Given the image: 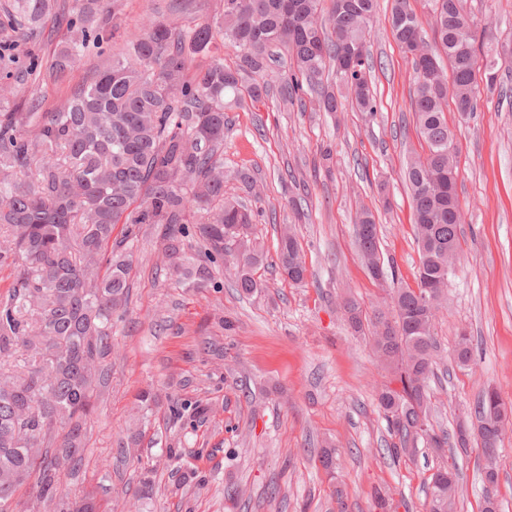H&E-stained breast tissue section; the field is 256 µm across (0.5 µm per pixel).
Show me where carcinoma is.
<instances>
[{
  "label": "carcinoma",
  "mask_w": 512,
  "mask_h": 512,
  "mask_svg": "<svg viewBox=\"0 0 512 512\" xmlns=\"http://www.w3.org/2000/svg\"><path fill=\"white\" fill-rule=\"evenodd\" d=\"M220 0V10L192 27L172 14L153 17L136 32L121 30L125 0H10L0 11V264L19 267L0 298V512H20L16 493L35 479L37 494H62L59 473L82 461L85 419L109 373L112 330L126 313L131 244L140 226L154 224L165 266L192 288H220L214 270L234 272L245 295L264 251L249 235L254 212L224 194V182L255 188L245 169L224 170V112L258 101L277 88L285 105L340 112L378 111L368 51L376 0ZM431 38L407 0H394L393 36L411 58V111L427 146L404 171L414 211L419 265L416 287L392 289L390 302L368 314L352 299L344 314L397 386L377 394L391 437L393 461L410 460L423 443L437 458L480 443L484 460H499L512 430V403L489 388L475 420L453 434L432 423L429 382L435 376L433 321L458 259L461 209L455 192L457 144L448 104L464 117L501 84L498 62L512 59V38L481 51L466 22L463 0H433ZM66 22L64 40L44 61H20L18 42L42 40L48 17ZM121 53L92 81L46 107L40 96L16 102L18 85L56 80L78 66L88 49L102 53L117 40ZM283 49L288 72L272 67ZM352 48L365 55L350 63ZM235 54L224 64V50ZM360 259L376 278H396L380 248L375 215L357 213ZM120 234H115L116 228ZM202 247L195 250L191 241ZM278 267L299 283L307 267L288 229L277 247ZM27 356L17 369L9 359ZM472 360L462 335L454 362ZM61 433L45 448L46 437ZM426 512H458L456 463L441 466L426 490Z\"/></svg>",
  "instance_id": "obj_1"
}]
</instances>
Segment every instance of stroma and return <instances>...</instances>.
<instances>
[{
    "mask_svg": "<svg viewBox=\"0 0 512 512\" xmlns=\"http://www.w3.org/2000/svg\"><path fill=\"white\" fill-rule=\"evenodd\" d=\"M392 0H378L368 43L378 110L301 111L277 93L228 111L225 169L256 178L262 214L252 238L265 253L262 288L241 294L230 276L221 288H190L166 274L157 230L143 225L132 248L127 311L113 329L118 347L74 472L62 474L70 497L97 512H372L371 491L390 489L409 512H425L424 488L440 461L420 449L411 460L385 453L386 423L375 391L389 374L361 336L352 335L340 303L364 310L387 298L391 280L366 272L354 235L357 208L373 211L381 250L404 283L419 261L409 192L402 180L410 153H425L412 120L411 67L393 37ZM485 39L512 36V0H466ZM107 57L87 56L55 83L23 84L52 105L86 83ZM503 86L460 118L448 110L458 146L463 208L459 261L435 320L441 374L430 384L432 416L454 430L479 394L495 387L512 402V64ZM331 147L330 171L320 170ZM302 197L304 216L289 204ZM291 226L303 248L304 280H285L277 242ZM472 338L469 367L453 362L458 335ZM155 397L148 415L138 396ZM340 452L336 474L320 466L323 449ZM463 512H478L486 492L478 449L457 455ZM236 485L238 502L224 495ZM343 487L344 498L334 490Z\"/></svg>",
    "mask_w": 512,
    "mask_h": 512,
    "instance_id": "35a3bbf8",
    "label": "stroma"
}]
</instances>
